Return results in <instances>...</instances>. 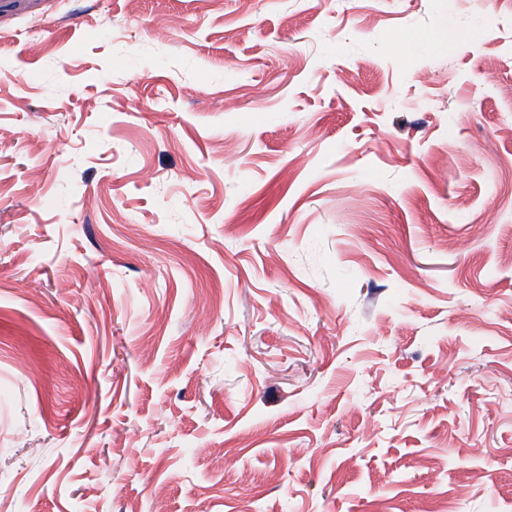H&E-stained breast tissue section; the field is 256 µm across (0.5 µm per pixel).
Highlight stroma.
Wrapping results in <instances>:
<instances>
[{
  "label": "stroma",
  "mask_w": 512,
  "mask_h": 512,
  "mask_svg": "<svg viewBox=\"0 0 512 512\" xmlns=\"http://www.w3.org/2000/svg\"><path fill=\"white\" fill-rule=\"evenodd\" d=\"M0 512H512V0H0Z\"/></svg>",
  "instance_id": "1"
}]
</instances>
